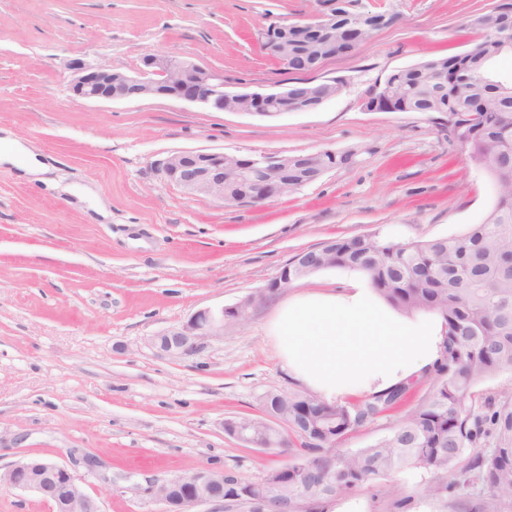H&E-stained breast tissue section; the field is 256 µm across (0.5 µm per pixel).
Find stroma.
Segmentation results:
<instances>
[{
    "label": "stroma",
    "mask_w": 512,
    "mask_h": 512,
    "mask_svg": "<svg viewBox=\"0 0 512 512\" xmlns=\"http://www.w3.org/2000/svg\"><path fill=\"white\" fill-rule=\"evenodd\" d=\"M498 0H353L395 15L315 81L339 95L312 112L267 118L172 98L76 102L70 64L132 72L148 52L223 70L231 89L291 81L265 32L330 11L333 0H0V128L51 168L27 183L0 166V466L23 457L67 465L103 512H159L150 481L200 469L257 480L287 455L227 435L230 418H259L270 390L299 383L281 361L269 321L294 292H343L358 272L327 269L293 289L267 284L297 253L337 237L397 241L464 233L496 200L487 174L448 131L444 112H368L362 102L394 70L467 52L469 15ZM333 149L350 164L297 194L263 204L192 197L167 181L179 151L298 155ZM94 184L109 203L93 221L64 186ZM262 294L247 321L195 355L149 344L197 311ZM393 412L363 423L342 451L374 445ZM423 470L392 473L342 494L330 512H512L473 482L441 499L419 492Z\"/></svg>",
    "instance_id": "35a3bbf8"
}]
</instances>
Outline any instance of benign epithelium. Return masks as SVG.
Segmentation results:
<instances>
[{
	"mask_svg": "<svg viewBox=\"0 0 512 512\" xmlns=\"http://www.w3.org/2000/svg\"><path fill=\"white\" fill-rule=\"evenodd\" d=\"M336 27V10L316 18L283 24L277 35L266 41V49L283 66L297 58L304 69L318 70L329 56L315 53L327 49L323 32ZM306 30V50L294 37L296 29ZM72 92L78 101H116L166 97L199 103L220 112H237L276 117L288 112H311L338 95L336 82L324 80L313 91L299 92L282 84L266 92L229 91L224 71L197 64L172 54H146L139 68L131 73L116 72L109 66L87 67L73 63ZM368 111L392 108L385 92L376 89L364 101ZM339 152L324 149L306 155L239 156L224 152L182 151L163 162L169 182L190 196H205L221 202L259 205L288 194V168L307 169L306 183L318 180L336 168ZM289 267L265 288L276 292L294 286ZM255 304L250 297L219 310H201L181 328L151 338L152 347L173 356H191L201 350L204 340L224 335V326L247 318ZM270 441L266 448L288 449V436L294 431L278 413L264 412ZM228 433L239 442L257 447L249 423L232 422ZM0 484L10 489L31 491L49 502L53 512H103L98 499L86 494L69 467L51 458H24L0 473ZM150 496L164 505V512H197L207 504L224 505V473L200 469L190 475L166 479L149 487Z\"/></svg>",
	"mask_w": 512,
	"mask_h": 512,
	"instance_id": "1",
	"label": "benign epithelium"
}]
</instances>
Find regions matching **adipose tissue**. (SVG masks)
I'll use <instances>...</instances> for the list:
<instances>
[{
  "label": "adipose tissue",
  "instance_id": "ef3b65f1",
  "mask_svg": "<svg viewBox=\"0 0 512 512\" xmlns=\"http://www.w3.org/2000/svg\"><path fill=\"white\" fill-rule=\"evenodd\" d=\"M41 180L47 165L12 134L0 137V165ZM289 373L320 399L376 396L432 369L444 346L441 317H403L367 284L333 292L304 291L281 303L270 325Z\"/></svg>",
  "mask_w": 512,
  "mask_h": 512
}]
</instances>
